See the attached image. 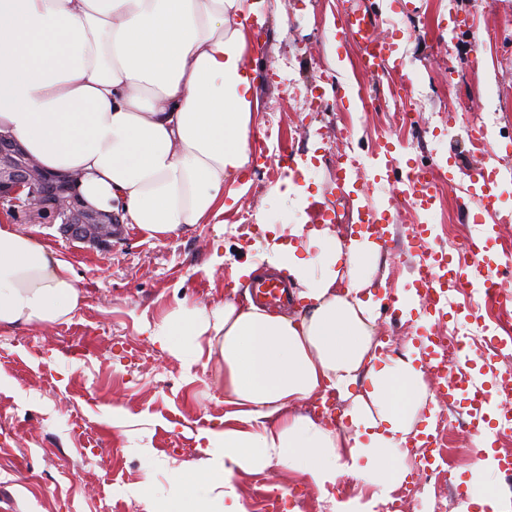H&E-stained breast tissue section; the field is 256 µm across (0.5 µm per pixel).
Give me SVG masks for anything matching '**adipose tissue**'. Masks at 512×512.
<instances>
[{"mask_svg":"<svg viewBox=\"0 0 512 512\" xmlns=\"http://www.w3.org/2000/svg\"><path fill=\"white\" fill-rule=\"evenodd\" d=\"M259 0H0V131L42 166L80 174L95 208L150 238L208 223L247 165L259 110L246 22ZM234 279L281 274L301 304L290 313L225 300L177 305L149 327L186 366L224 367V427L147 512H243L239 472L283 466L331 512H373L408 470L398 458L434 404L417 350L390 354L375 336L369 232L341 242L329 228L287 227ZM83 301L69 262L12 224L0 225V330L46 326ZM333 391L347 426L297 404ZM372 470L369 499L338 501L342 474Z\"/></svg>","mask_w":512,"mask_h":512,"instance_id":"ef3b65f1","label":"adipose tissue"}]
</instances>
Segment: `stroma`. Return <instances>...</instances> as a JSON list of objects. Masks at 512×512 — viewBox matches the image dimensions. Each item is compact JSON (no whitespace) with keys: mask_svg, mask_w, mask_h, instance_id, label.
I'll return each instance as SVG.
<instances>
[{"mask_svg":"<svg viewBox=\"0 0 512 512\" xmlns=\"http://www.w3.org/2000/svg\"><path fill=\"white\" fill-rule=\"evenodd\" d=\"M361 0H264L265 35L256 63L260 110L254 129L280 127L286 140L266 142V157L252 155L224 190V211L165 238L128 228L123 241L103 252L64 237L58 225L29 224L26 232L72 266L83 302L67 320L45 327L0 331V512H146L138 495L168 496L173 470L197 458L200 431L224 425V390L214 367L182 363L154 344L146 327L177 303L245 302L248 283L232 273L261 256L270 234L242 236V214L258 224H318L332 215L340 239L358 230L364 200L388 209L383 225L385 284L377 297L414 288L422 258L411 227H433L434 249H447L449 232L482 228L492 233L487 254L501 261L512 242V0H375L384 18L380 36L395 42L406 63L418 112L408 128L393 122L390 90L397 75L372 77L358 69L357 50L334 40L345 8ZM379 96L380 108L363 111L359 91ZM462 115L464 129L449 130L448 116ZM391 139L403 156L448 161L454 178L428 216L415 213L390 191H379L375 172L360 158L368 144ZM358 159L351 172L356 195L342 198L336 164ZM500 172L495 212L473 196L469 176L477 168ZM298 195H274L286 177ZM472 291L453 298L442 323L411 310L377 319V333L393 348H425L441 327L466 324L462 310ZM483 332L470 339L462 373L490 389L494 369L484 348L500 330L482 316ZM461 426L448 434L455 448L450 485L428 493L472 488L477 468L474 436L464 425L470 407L459 400ZM246 512H262L258 490L278 494L276 512H328L319 492L284 467L235 477Z\"/></svg>","mask_w":512,"mask_h":512,"instance_id":"stroma-1","label":"stroma"}]
</instances>
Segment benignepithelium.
I'll list each match as a JSON object with an SVG mask.
<instances>
[{
  "instance_id": "1",
  "label": "benign epithelium",
  "mask_w": 512,
  "mask_h": 512,
  "mask_svg": "<svg viewBox=\"0 0 512 512\" xmlns=\"http://www.w3.org/2000/svg\"><path fill=\"white\" fill-rule=\"evenodd\" d=\"M80 175L40 166L10 133L0 132V208L29 224H61L71 240L109 248L120 216L88 206L76 193Z\"/></svg>"
}]
</instances>
